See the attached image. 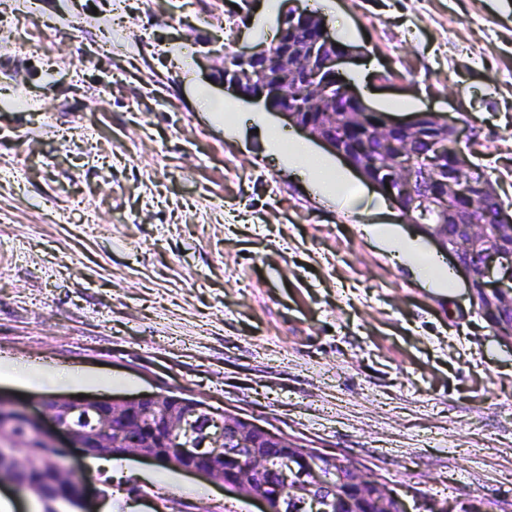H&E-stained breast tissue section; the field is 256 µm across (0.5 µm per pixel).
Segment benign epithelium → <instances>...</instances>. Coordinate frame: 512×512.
Masks as SVG:
<instances>
[{
  "instance_id": "1",
  "label": "benign epithelium",
  "mask_w": 512,
  "mask_h": 512,
  "mask_svg": "<svg viewBox=\"0 0 512 512\" xmlns=\"http://www.w3.org/2000/svg\"><path fill=\"white\" fill-rule=\"evenodd\" d=\"M344 55L336 39L321 27L301 36L282 27L271 45L246 55L253 65L248 77L224 67V84L237 95L263 103L265 109L325 145L360 174L366 161H356L354 149L336 134V119H350L347 130L352 134L378 139L386 162L368 183L382 193L388 188L398 191L397 208L419 214L411 222L454 258L468 278L471 297L481 290L489 301L501 302L512 312V230L504 238L501 225L477 223L473 209L459 203L481 192L482 178L461 155L450 153L448 161L454 170L426 194L416 153L409 141L397 140L415 127L414 122H396L383 115L367 123L365 101L349 85L331 104L319 101V80L336 78ZM246 80L253 86L247 94L242 91ZM303 95L307 104H294V98ZM433 208L450 212L455 231L424 223ZM161 399L159 392L131 400L65 397L54 404L41 402L40 413L24 405L19 406V413L36 423V438L67 454L78 448L85 457L110 456L120 448L123 456L156 462L158 449L169 446L175 449L172 459L177 469L222 485L227 493L258 501L263 512H328V506L348 494L359 505L357 512H406L404 502L380 477L353 465L328 471L322 453L302 450L288 437L247 419L178 398L162 408ZM84 412L93 414L88 427L69 423L73 415ZM12 427L14 420L0 417V454L7 453V459L23 467L27 459L18 451L20 444ZM273 450L285 462L278 470L269 466Z\"/></svg>"
}]
</instances>
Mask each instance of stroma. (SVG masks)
<instances>
[{
    "mask_svg": "<svg viewBox=\"0 0 512 512\" xmlns=\"http://www.w3.org/2000/svg\"><path fill=\"white\" fill-rule=\"evenodd\" d=\"M270 0H0V394L185 393L430 502L512 503V337L425 288L313 188L222 81ZM366 101L432 111L512 204V0H331ZM241 8L231 20V5ZM109 85L99 98L101 85ZM208 92L221 103L206 106ZM35 367L32 375L20 374ZM79 372L51 388L40 370ZM97 512H260L132 457L74 461Z\"/></svg>",
    "mask_w": 512,
    "mask_h": 512,
    "instance_id": "stroma-1",
    "label": "stroma"
}]
</instances>
